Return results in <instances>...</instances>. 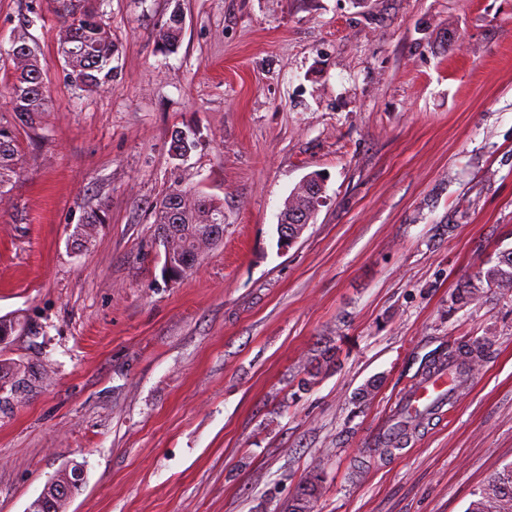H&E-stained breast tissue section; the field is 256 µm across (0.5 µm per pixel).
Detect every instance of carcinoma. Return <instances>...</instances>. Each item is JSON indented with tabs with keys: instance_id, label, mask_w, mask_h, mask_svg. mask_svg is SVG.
<instances>
[{
	"instance_id": "obj_1",
	"label": "carcinoma",
	"mask_w": 512,
	"mask_h": 512,
	"mask_svg": "<svg viewBox=\"0 0 512 512\" xmlns=\"http://www.w3.org/2000/svg\"><path fill=\"white\" fill-rule=\"evenodd\" d=\"M69 16L63 30L60 49L69 68V79L78 89L94 92L112 81L118 58V47L104 24L99 9L93 5L77 3L65 8ZM185 29L183 12L174 8L160 26L158 46L164 52H173L180 46ZM10 94L14 112L23 123H33L46 111L47 97L44 72L36 49H31L26 61L14 67ZM22 161L18 147L17 128L10 121L0 120V194L21 174ZM155 224L159 242L164 247V260L171 262V273L182 275L196 267L200 257L224 239V207L212 199L179 183H174L156 202ZM105 215L99 209L87 212L82 223L72 228L70 237L75 242L87 243L104 223ZM512 292V251H501L482 263L479 277L467 279L457 288L454 302L466 305L479 301L490 290ZM491 345L488 336L459 348L450 357L459 360L457 379L478 369ZM42 373L22 359H0V385L24 383L29 393L39 386ZM321 460L313 465V479L299 488L288 502L285 512H312L318 492L316 479L320 476ZM44 499L36 498L27 512H63L67 501L80 490L71 483V472L64 468L47 482ZM468 512H512V464L491 476L478 498L471 502Z\"/></svg>"
}]
</instances>
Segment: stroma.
Wrapping results in <instances>:
<instances>
[{"label": "stroma", "instance_id": "stroma-1", "mask_svg": "<svg viewBox=\"0 0 512 512\" xmlns=\"http://www.w3.org/2000/svg\"><path fill=\"white\" fill-rule=\"evenodd\" d=\"M176 5L184 36L164 53ZM99 10L118 74L81 92L57 52L62 0H0V116L18 35L48 99L0 196V316L24 325L0 355L44 371L0 412V512H26L74 460L85 483L65 512H283L316 458L314 512H466L512 464V293L451 303L512 250V0ZM188 128L198 148L173 159ZM311 173L324 202L280 248L278 215ZM177 181L223 204L224 240L171 280L154 206ZM94 208L107 222L76 245ZM488 331L452 407L372 454L407 381ZM185 29L183 12L176 6L160 26L158 46L161 51L174 52L180 46Z\"/></svg>", "mask_w": 512, "mask_h": 512}]
</instances>
